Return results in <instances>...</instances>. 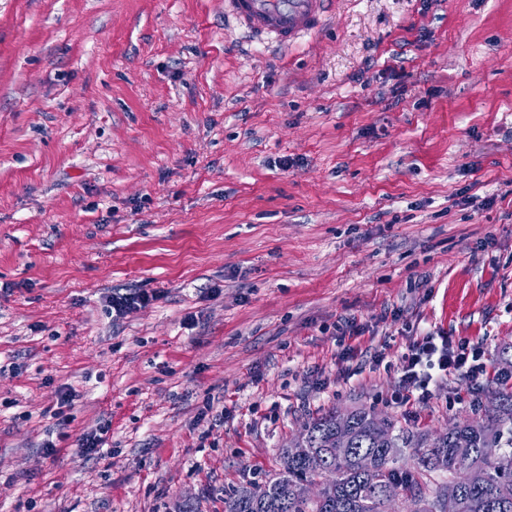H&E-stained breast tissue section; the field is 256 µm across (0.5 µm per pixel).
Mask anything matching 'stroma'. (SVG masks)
I'll return each instance as SVG.
<instances>
[{
  "mask_svg": "<svg viewBox=\"0 0 512 512\" xmlns=\"http://www.w3.org/2000/svg\"><path fill=\"white\" fill-rule=\"evenodd\" d=\"M335 2L280 48L224 0H0V512H224L326 411L512 390V0ZM427 332L486 373L394 401ZM156 298L155 293H149L143 289H128L125 293L118 291L112 294L109 300L112 317H115V319L122 318L131 309L146 306Z\"/></svg>",
  "mask_w": 512,
  "mask_h": 512,
  "instance_id": "35a3bbf8",
  "label": "stroma"
}]
</instances>
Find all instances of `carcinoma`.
I'll return each mask as SVG.
<instances>
[{
  "label": "carcinoma",
  "instance_id": "1",
  "mask_svg": "<svg viewBox=\"0 0 512 512\" xmlns=\"http://www.w3.org/2000/svg\"><path fill=\"white\" fill-rule=\"evenodd\" d=\"M500 412L499 429L488 443L485 433L460 423L432 441L396 430L391 419L381 428L371 411L359 408L348 423L352 441L340 454L336 453V412L325 413L304 427L305 455L294 458L290 448L281 449V469L275 477L234 491L224 498V512H387L395 489L411 501L423 492L427 473L440 469L454 473L466 463L483 472V481L473 486L451 481L440 487L429 512H438V500L450 492L458 498L460 512H512V391L500 392ZM461 440L471 446L467 459L457 453ZM488 445L502 452L487 457L482 448ZM399 448L414 449V470L396 466ZM363 464L374 467L372 476L361 474ZM318 479L322 480L321 498H305L303 485Z\"/></svg>",
  "mask_w": 512,
  "mask_h": 512
}]
</instances>
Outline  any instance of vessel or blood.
Returning <instances> with one entry per match:
<instances>
[{
	"instance_id": "1",
	"label": "vessel or blood",
	"mask_w": 512,
	"mask_h": 512,
	"mask_svg": "<svg viewBox=\"0 0 512 512\" xmlns=\"http://www.w3.org/2000/svg\"><path fill=\"white\" fill-rule=\"evenodd\" d=\"M335 0H225L226 10L248 32L271 38L278 46L316 32Z\"/></svg>"
}]
</instances>
